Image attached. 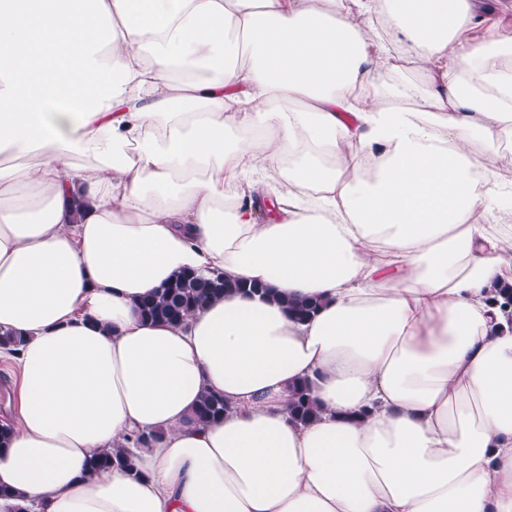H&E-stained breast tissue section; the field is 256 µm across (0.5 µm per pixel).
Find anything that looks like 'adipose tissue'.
I'll list each match as a JSON object with an SVG mask.
<instances>
[{
  "label": "adipose tissue",
  "instance_id": "obj_1",
  "mask_svg": "<svg viewBox=\"0 0 512 512\" xmlns=\"http://www.w3.org/2000/svg\"><path fill=\"white\" fill-rule=\"evenodd\" d=\"M474 16L0 0V329L27 339L0 486L38 512H512V37ZM188 270L275 295L143 320ZM206 392L228 410L191 423ZM136 430L162 434L138 478L88 473ZM282 303L288 313L298 320L310 318L318 311L321 305L320 300L313 298L302 300H288V298H283ZM288 412L294 420L303 424L319 417L321 410L313 396V382L311 380L300 381L292 388Z\"/></svg>",
  "mask_w": 512,
  "mask_h": 512
}]
</instances>
